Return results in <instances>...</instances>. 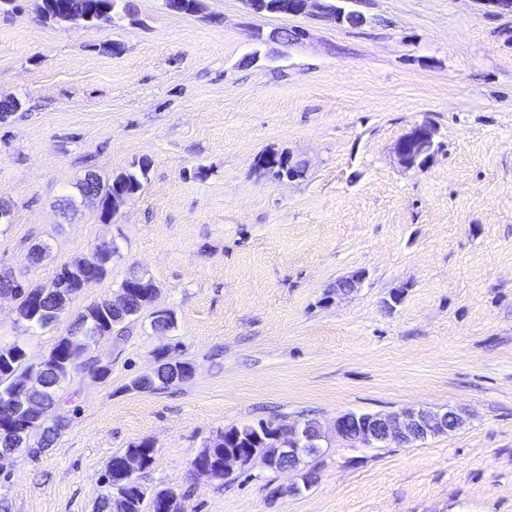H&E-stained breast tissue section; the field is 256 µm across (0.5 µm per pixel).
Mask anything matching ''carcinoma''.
<instances>
[{
	"label": "carcinoma",
	"instance_id": "cac0c4a2",
	"mask_svg": "<svg viewBox=\"0 0 512 512\" xmlns=\"http://www.w3.org/2000/svg\"><path fill=\"white\" fill-rule=\"evenodd\" d=\"M71 0H40L38 12L41 18L59 25L95 28L102 23H110L112 19H123L132 16L135 4L132 0H86L91 11L70 10L67 4ZM148 164L143 162L139 168L115 174L107 179L89 172L78 183L80 196L88 192L100 194L104 207L101 211L106 220L112 219V197L123 199L133 198L142 188V180L146 178ZM119 252L112 251V246L95 245L89 255L76 262L65 265L57 273L54 283L62 290H52L35 285L30 281L19 279L10 273H0V290L13 289L20 301L34 306L38 316L31 323L33 327H48L59 320L58 311L66 308L67 303L75 296L80 287V276L87 269L93 268L96 273L86 279V287L90 288L101 282L112 268V260ZM124 281L129 283H144L140 294L129 301L125 322L138 319L150 310L149 293L156 290L151 277L139 270H131ZM87 331L102 337V340L112 338V310L101 300L87 306L70 323L65 335L58 341L49 354L37 361L28 357L23 344L0 342V403L17 396V391L28 379L30 370L39 365L44 369L42 384L25 395V401L32 403L38 410L34 429L40 431L39 441L33 443L26 439L30 448H47L55 442L59 431L65 427V417L58 414L62 403L60 392L64 385L84 372H97L93 358L73 344L71 336ZM192 366L187 361L158 357V365L151 377L136 376L130 382L129 389L136 392H151L161 390L173 384L172 376L178 372L183 380L190 378ZM288 430V424L274 420H260L256 424L231 426L225 432L233 439L220 436L215 441L201 448L194 462L207 464L213 471L214 477L222 480L224 475V455L233 453L247 444L270 461V469L276 473L291 475V485L303 487L312 486L310 478L320 474L321 449L303 454L288 462L284 458V440L278 436ZM128 454H138L144 460V468L148 469L154 461V446L149 441L131 445L119 453L112 455L102 475L103 493L100 497L98 512H182L184 492L177 486H166L147 490L139 480L129 481L125 478L121 460Z\"/></svg>",
	"mask_w": 512,
	"mask_h": 512
}]
</instances>
